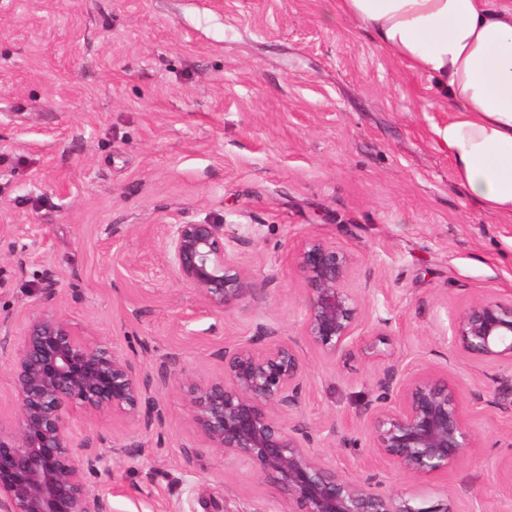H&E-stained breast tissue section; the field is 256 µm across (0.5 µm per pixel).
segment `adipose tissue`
<instances>
[{
    "mask_svg": "<svg viewBox=\"0 0 512 512\" xmlns=\"http://www.w3.org/2000/svg\"><path fill=\"white\" fill-rule=\"evenodd\" d=\"M336 9L432 81L450 108L433 134L454 181L512 216V0H336Z\"/></svg>",
    "mask_w": 512,
    "mask_h": 512,
    "instance_id": "1",
    "label": "adipose tissue"
}]
</instances>
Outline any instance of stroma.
I'll list each match as a JSON object with an SVG mask.
<instances>
[{"label":"stroma","instance_id":"stroma-1","mask_svg":"<svg viewBox=\"0 0 512 512\" xmlns=\"http://www.w3.org/2000/svg\"><path fill=\"white\" fill-rule=\"evenodd\" d=\"M447 119L429 81L337 16L336 0H0V421L18 415L8 362L51 277L50 307L140 366L164 418L159 431L77 420L112 471L91 485L111 512H288L249 465L201 451L179 383L161 373L218 374L224 347L262 326L298 340L291 254L318 235L355 255L353 287L374 288L359 336L391 319L401 369L447 373L481 438L476 458L433 479L367 447L318 452L453 512H512V412L488 393L500 368L451 344L457 310L512 296V218L454 182L432 132ZM201 222L223 225L262 299L216 317L172 280L164 227ZM302 352L303 418L361 438L385 363L359 346L336 364Z\"/></svg>","mask_w":512,"mask_h":512}]
</instances>
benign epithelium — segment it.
Segmentation results:
<instances>
[{
  "mask_svg": "<svg viewBox=\"0 0 512 512\" xmlns=\"http://www.w3.org/2000/svg\"><path fill=\"white\" fill-rule=\"evenodd\" d=\"M163 259L175 281L191 288L206 312H233L265 290L224 244V225L169 224ZM354 254L320 237L304 239L292 264L306 293L301 336L327 360L361 341L370 287L353 288ZM451 343L477 363L512 367V296L479 297L459 309ZM391 362L379 394L362 417L367 441L406 478L440 475L480 448L459 393L448 376L399 369L391 352L366 346ZM224 373L184 378L187 404L203 447L247 462L271 483L292 512H452L426 506L405 489H379L349 476L314 452L319 430L294 420L306 388L295 344L253 336L221 352ZM18 402L16 421L0 423V512H109L90 478L109 480L103 455L75 443L77 411L160 429L141 369L120 350L94 343L84 328L54 309L33 305L9 362ZM493 403L512 408V374L493 379Z\"/></svg>",
  "mask_w": 512,
  "mask_h": 512,
  "instance_id": "1",
  "label": "benign epithelium"
}]
</instances>
